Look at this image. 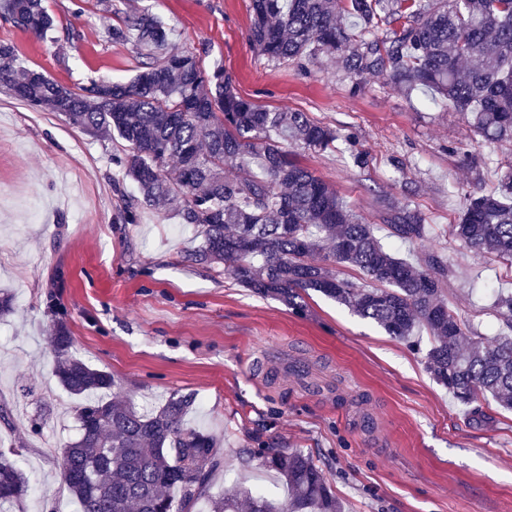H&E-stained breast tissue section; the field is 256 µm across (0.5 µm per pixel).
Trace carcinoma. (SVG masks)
Wrapping results in <instances>:
<instances>
[{"label":"carcinoma","mask_w":512,"mask_h":512,"mask_svg":"<svg viewBox=\"0 0 512 512\" xmlns=\"http://www.w3.org/2000/svg\"><path fill=\"white\" fill-rule=\"evenodd\" d=\"M250 9L248 39L273 65L308 74L333 56L354 95L370 76L408 99L429 91L445 109L466 115L471 141L512 145V0H251ZM0 17L42 39L54 25L42 0H0ZM108 39L131 43L147 58L127 82L66 86L21 66L14 47L0 43V89L122 145L123 156L112 161L137 189L117 195L124 223L170 205L181 223L197 228L195 264H222L242 286L297 312L305 294L318 292L414 349L423 331L426 367L456 400L490 397L512 409V294L500 292L492 304L502 322L498 338L479 336L464 349L466 327L445 295L448 264L430 251L415 260L394 253L376 225L286 149L344 152L365 173L374 158L354 132L240 96L224 67L207 70L195 53L171 49L169 31L149 14H123ZM460 163L475 171L494 164L497 182L464 195L453 235L472 253L512 261V157L488 162L462 148ZM378 214L398 242L429 236L416 206L383 194ZM340 267L358 270L373 286L340 276ZM48 344L59 383L83 399L80 435L61 455L79 512H189L202 499L208 512H344L309 455L263 443L250 457L285 483L287 500L247 489L210 497L224 448L186 421L192 395L174 392L141 411L111 373L73 353L65 322L53 324ZM27 492L23 472L0 451V512H24Z\"/></svg>","instance_id":"cac0c4a2"}]
</instances>
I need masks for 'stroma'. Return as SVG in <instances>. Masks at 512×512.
I'll use <instances>...</instances> for the list:
<instances>
[{
	"mask_svg": "<svg viewBox=\"0 0 512 512\" xmlns=\"http://www.w3.org/2000/svg\"><path fill=\"white\" fill-rule=\"evenodd\" d=\"M103 2L44 0L56 45L1 19L0 43L68 86L127 81L142 59L107 31L120 13L150 12L168 24L176 48L223 62L244 98L351 127L375 158L370 174L337 153L303 161L371 224L376 192L403 200L389 158H405L430 226L423 248L455 272L449 309L483 336L498 330L479 289H512V263L474 255L452 233L464 193L494 180L451 152L467 141L463 114L405 99L376 77L351 96L332 61L308 74L268 64L248 40L249 0H111L110 12ZM116 152L58 113L0 91V292L15 298L0 317V449L15 451L28 479L26 512L77 510L59 459L79 435V400L53 374L46 338L56 316L77 356L112 373L138 407L164 404L177 390L193 395L188 421L227 454L210 495L248 488L285 499L281 481L244 454L265 442L310 454L346 512H512L511 411L490 399L460 404L433 379L423 352L319 293L299 315L223 267L195 265L188 255L197 230L171 211L147 209L139 223H123L114 185H134L113 164ZM18 184L41 203L40 222L22 223L4 203ZM43 403L50 413L32 430ZM477 409L485 422L475 421Z\"/></svg>",
	"mask_w": 512,
	"mask_h": 512,
	"instance_id": "obj_1",
	"label": "stroma"
}]
</instances>
